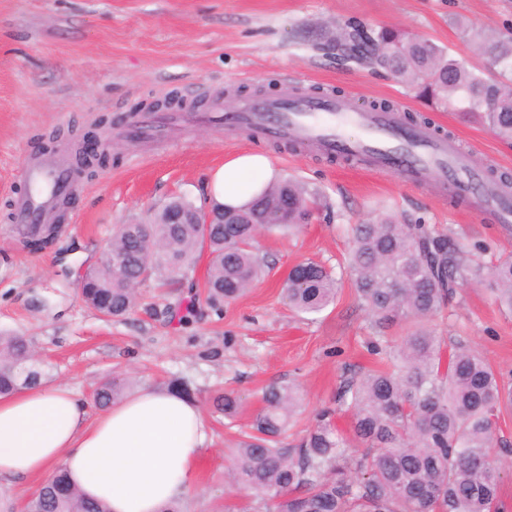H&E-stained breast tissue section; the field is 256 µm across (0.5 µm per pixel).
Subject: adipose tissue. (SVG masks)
Here are the masks:
<instances>
[{
  "label": "adipose tissue",
  "instance_id": "1",
  "mask_svg": "<svg viewBox=\"0 0 512 512\" xmlns=\"http://www.w3.org/2000/svg\"><path fill=\"white\" fill-rule=\"evenodd\" d=\"M271 177L269 159L249 152L213 172L205 190L238 206ZM207 443L200 404L168 390L145 387L95 414L65 383L0 395V479H45L62 470L109 512H163L184 499Z\"/></svg>",
  "mask_w": 512,
  "mask_h": 512
}]
</instances>
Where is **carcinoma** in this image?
<instances>
[{
  "mask_svg": "<svg viewBox=\"0 0 512 512\" xmlns=\"http://www.w3.org/2000/svg\"><path fill=\"white\" fill-rule=\"evenodd\" d=\"M460 30L498 76L476 72L433 41L394 28L369 31L349 23L336 39L351 48L384 49L364 57L365 63L392 73L437 106L481 116L498 137L511 141L512 35L473 25ZM285 201L288 223H264ZM316 205V194L304 184L282 179L243 207L216 206L215 218L225 223L210 225L207 237L200 224L163 223V209L147 224H121L111 252L123 257V267L110 256L88 267L82 300L97 313L122 318L136 304L130 279L185 273L205 250L208 301L233 300L266 274L267 265L254 252L256 237L299 226ZM347 263L355 295L378 334L369 354L381 364L361 369L339 395L340 406L351 412L353 438L324 412L298 443L284 444L300 398L296 386L272 383L261 392L250 430L232 444L230 484L255 498V512H496L512 454L497 424L512 411V384L475 349L446 343L432 326L453 289L480 277L482 265L448 235L389 216L352 228ZM491 277L493 302L512 313V257L499 259ZM339 293V279L315 261L304 282L284 284L285 299L299 314L322 312ZM402 323L403 334L387 335ZM44 377L31 341L1 333L0 394ZM132 384L118 377L103 382L95 404L107 407ZM212 407L232 421L242 401L224 392L212 398ZM27 512L108 509L84 499L60 472L28 502Z\"/></svg>",
  "mask_w": 512,
  "mask_h": 512,
  "instance_id": "1",
  "label": "carcinoma"
}]
</instances>
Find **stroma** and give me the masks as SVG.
<instances>
[{
	"label": "stroma",
	"mask_w": 512,
	"mask_h": 512,
	"mask_svg": "<svg viewBox=\"0 0 512 512\" xmlns=\"http://www.w3.org/2000/svg\"><path fill=\"white\" fill-rule=\"evenodd\" d=\"M461 20L510 34L512 0H0V330L31 339L48 380L88 399L115 376L156 388L171 378L185 381L207 409L211 443L184 512H241L248 503L225 481L230 432L210 408L215 393L242 397L243 426L260 407L262 387L291 381L303 398L295 432L314 426L326 409L340 429L349 428L350 414L336 412V398L368 365L366 344L375 335L341 265L349 225L391 216L446 229L480 247L488 268L512 256V229L481 221L437 185L417 190L394 173L356 174L343 161L283 150L245 131L185 125L174 129L171 143L126 145L128 122L173 93L184 110L325 91L366 107L402 103V119L428 121L458 138L494 182L512 174V143L415 97L385 70L341 60L328 44L337 26L358 22L413 32L486 68L461 39ZM103 116L118 146L92 179L78 181L64 212L66 233L41 252L15 250L9 229L25 166L53 131L77 139ZM245 150L266 155L276 176L302 182L320 199L312 223L257 237L269 267L263 280L245 296L211 306L200 292L202 258L173 283L141 284L125 318L107 320L84 305L79 272L98 260L117 225L142 222L175 196L204 206V177ZM307 259L335 268L342 288L335 305L298 316L282 288L289 267ZM437 333L475 347L512 380V315L493 303L489 280L454 290Z\"/></svg>",
	"instance_id": "stroma-1"
}]
</instances>
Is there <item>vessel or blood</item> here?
I'll use <instances>...</instances> for the list:
<instances>
[{
	"label": "vessel or blood",
	"mask_w": 512,
	"mask_h": 512,
	"mask_svg": "<svg viewBox=\"0 0 512 512\" xmlns=\"http://www.w3.org/2000/svg\"><path fill=\"white\" fill-rule=\"evenodd\" d=\"M204 118L227 130L247 129L270 140L291 141L329 156L341 149L357 165L378 172H402L414 185L438 177L449 194L468 199L476 210L493 216L497 223H512V200L495 192L477 191V174L470 157L456 141L433 137L422 129L403 133L394 111L375 112L326 93L248 97L233 111L214 109ZM177 119L173 112L141 117L131 135L139 143L165 142ZM346 125L358 128L359 138H345L342 128ZM24 180L27 191L14 213L15 224L21 226L42 223L75 183L70 169L53 160L28 165Z\"/></svg>",
	"instance_id": "vessel-or-blood-1"
}]
</instances>
